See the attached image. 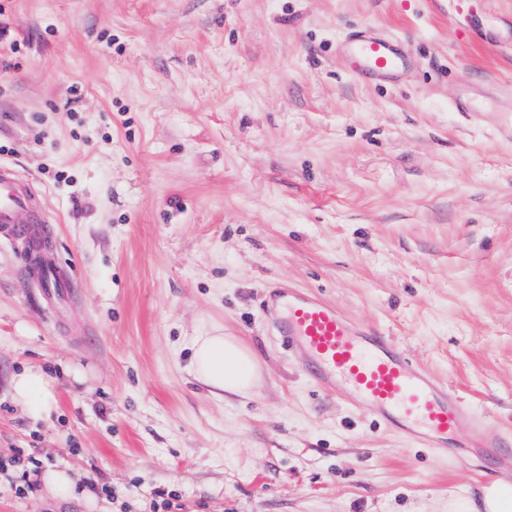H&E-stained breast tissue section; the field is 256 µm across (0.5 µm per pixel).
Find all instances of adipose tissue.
Masks as SVG:
<instances>
[{"label": "adipose tissue", "mask_w": 512, "mask_h": 512, "mask_svg": "<svg viewBox=\"0 0 512 512\" xmlns=\"http://www.w3.org/2000/svg\"><path fill=\"white\" fill-rule=\"evenodd\" d=\"M189 371L217 395L248 397L259 380L258 362L238 338L221 333L194 337ZM10 392L14 402L36 422L50 417L55 408L53 386L43 371L29 367L13 375ZM44 492L62 502L85 499L92 512L96 500L78 487L77 477L68 468L50 467L37 473ZM479 499L449 497L448 512H512V483L495 480L480 488Z\"/></svg>", "instance_id": "adipose-tissue-1"}]
</instances>
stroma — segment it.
Listing matches in <instances>:
<instances>
[{
	"instance_id": "1",
	"label": "stroma",
	"mask_w": 512,
	"mask_h": 512,
	"mask_svg": "<svg viewBox=\"0 0 512 512\" xmlns=\"http://www.w3.org/2000/svg\"><path fill=\"white\" fill-rule=\"evenodd\" d=\"M512 0H0V162L48 224L0 241V512H87L28 489L70 465L110 512H448L507 474L410 445L316 388L264 308L291 284L375 325L512 426ZM409 39L394 85L336 56ZM465 102L466 111L455 109ZM57 287H42V264ZM239 337L247 398L193 380ZM42 369L50 419L11 376ZM189 371L216 395L249 397L259 380L252 351L235 336H195ZM10 392L14 402L34 422L49 418L55 409L53 386L38 367H28L13 375Z\"/></svg>"
}]
</instances>
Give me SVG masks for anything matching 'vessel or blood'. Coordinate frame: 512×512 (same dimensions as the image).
I'll return each instance as SVG.
<instances>
[{"label":"vessel or blood","instance_id":"obj_1","mask_svg":"<svg viewBox=\"0 0 512 512\" xmlns=\"http://www.w3.org/2000/svg\"><path fill=\"white\" fill-rule=\"evenodd\" d=\"M407 55V42L366 25L351 32L342 48L350 69L377 79L397 75ZM46 221L34 187L0 163V238L17 244L21 264L30 260L26 225ZM266 306L289 358L323 392L368 410L377 424L412 445L443 451L461 433L498 465H512V431L487 442L488 420L457 391L414 364L381 329L362 325L336 304L298 288L270 289Z\"/></svg>","mask_w":512,"mask_h":512}]
</instances>
